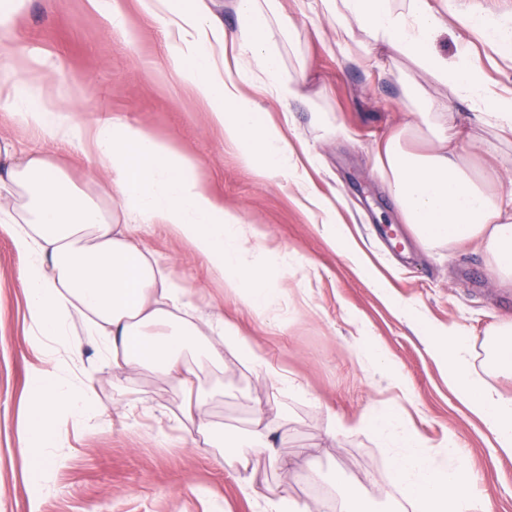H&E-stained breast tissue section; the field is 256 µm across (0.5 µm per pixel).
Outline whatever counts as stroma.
I'll return each instance as SVG.
<instances>
[{"mask_svg": "<svg viewBox=\"0 0 512 512\" xmlns=\"http://www.w3.org/2000/svg\"><path fill=\"white\" fill-rule=\"evenodd\" d=\"M131 40L113 33L108 6L88 0H29L14 31L0 42V61L36 48L50 54L73 80L78 113L112 112L126 123L174 141L196 164L198 177L225 210L264 233L254 265L277 280L275 312L247 307L214 276L208 261L185 240L156 224L144 225L142 243L169 262L187 286L203 296L206 311L234 319L257 342L273 367L303 388L282 390L266 372L225 354L224 369L208 376L224 392L207 406L206 418L225 433L243 432L259 419L279 417L287 436L282 458L308 460L323 476L311 484L256 456L249 468L217 464V446L190 437L178 419L180 398L151 371L118 372L102 362L97 346L83 342L80 358L94 365L96 422L67 428L52 449L40 481L29 475L24 423L37 401L30 377L48 358L31 345L21 280L25 260L0 224V512H205L192 486L211 489L222 512H260L238 491L241 479L260 491L287 490L316 503L318 512H341L337 477L353 488L356 512H402L407 502L391 480L389 456L369 431L335 438L332 418L355 420L391 408L405 426L436 447L455 433L493 512H512V460L494 459L493 438L448 387L425 340L451 323L469 335L484 359L489 333L512 317V287L494 283L483 253L472 244L427 248L403 224L375 167L378 143L419 118L402 92L401 77L413 66L384 58L380 66L357 63L365 36L353 30L340 40L319 0H273L271 42L280 52L281 75L306 72L303 99L290 114L269 96L259 108L294 146L299 172L318 195L333 203L350 244L365 261L334 246L331 224L314 223L296 186L246 167L237 146L213 127L201 103L168 66L165 32L140 0H122ZM458 121L470 135L459 150L474 162L494 158L499 186L512 191V138L503 140L480 124L466 104ZM323 160L313 168L307 155ZM421 312L402 315L401 306ZM380 346L397 367L389 374L365 351ZM169 436L157 439L158 432Z\"/></svg>", "mask_w": 512, "mask_h": 512, "instance_id": "obj_1", "label": "stroma"}]
</instances>
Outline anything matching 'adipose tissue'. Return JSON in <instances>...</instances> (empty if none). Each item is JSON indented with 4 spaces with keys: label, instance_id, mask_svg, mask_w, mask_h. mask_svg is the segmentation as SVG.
I'll use <instances>...</instances> for the list:
<instances>
[{
    "label": "adipose tissue",
    "instance_id": "1",
    "mask_svg": "<svg viewBox=\"0 0 512 512\" xmlns=\"http://www.w3.org/2000/svg\"><path fill=\"white\" fill-rule=\"evenodd\" d=\"M141 3L164 28L174 71L206 106L225 142L242 146V162L260 164L267 176L296 181L312 217L334 223V205L302 183L292 145L265 126L249 95L264 88L285 109L300 98L305 84L301 75L281 77L279 56L269 47L263 0H229L239 19L233 31L208 0ZM321 8L337 30L345 33L350 23H358L371 47L408 59L450 87L483 124L512 135V91L490 85L470 43L459 39L451 58L435 49L449 18L458 15L453 0L441 13L430 0H321ZM15 67L16 74L0 79V111L45 148L26 151L0 134V224L8 225L15 249L26 259L22 283L35 346L63 344L54 366L33 380L41 401L27 418L25 435L30 477L36 480L62 428L88 423L98 414L89 371L74 368L79 345L66 341L74 320H81L86 340L98 344L113 368H144L171 380L187 419L203 434L211 428L205 408L213 392L205 388L202 373L223 369L225 346L255 369L270 368L263 351L236 324L204 316L193 289L142 244V225H162L190 242L253 309L270 310L279 292L245 258L248 239L262 238V231L243 226L238 215L216 203L192 161L172 143L109 113L77 119L68 83L43 53L27 54ZM33 71L46 74L49 85L30 79ZM404 94L420 123L389 135L375 157L403 223L426 247L476 244L493 279L512 286V193L496 191L494 169L460 155L457 143L466 129L457 123L454 107L435 110L425 88L412 79L405 82ZM421 126L429 134L424 143L417 135ZM53 145L80 149L94 169L107 173V184L92 177L74 180L50 153ZM116 197L121 200L117 210L112 207ZM429 342L448 373L449 387L492 434L495 457L512 459V396L488 380L492 374L512 377V322L495 331L480 364L459 326ZM282 429L276 419L256 422L247 432L226 437L225 451L244 463L262 454L279 464L274 439ZM355 429L373 431L392 450V478L422 512H490L491 498L473 487L455 436L441 444L450 461L443 469L392 411L369 412L351 424L340 418L332 422L339 436Z\"/></svg>",
    "mask_w": 512,
    "mask_h": 512
}]
</instances>
